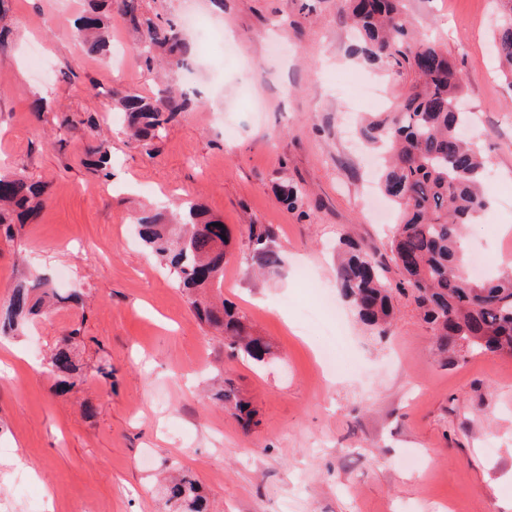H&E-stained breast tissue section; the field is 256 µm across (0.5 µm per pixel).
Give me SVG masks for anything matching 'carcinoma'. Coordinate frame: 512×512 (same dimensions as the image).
I'll use <instances>...</instances> for the list:
<instances>
[{
  "label": "carcinoma",
  "instance_id": "obj_1",
  "mask_svg": "<svg viewBox=\"0 0 512 512\" xmlns=\"http://www.w3.org/2000/svg\"><path fill=\"white\" fill-rule=\"evenodd\" d=\"M347 18L362 43L360 53L370 64L390 63L407 69L411 81L390 112H375L362 124V140L385 150L386 164L379 176L382 192L400 215L390 241V260L403 279L393 286L384 276L385 260L375 247L343 244L336 276L343 295L359 318L377 336L386 335L397 298L411 301L420 319L430 325L442 360L448 354L484 352L512 356V274L505 271L473 279L462 269V226L487 210L489 202L482 178L489 163L478 144L465 136L472 113L461 108L462 77L442 48L431 42H414L405 0H343ZM503 16L493 37L492 49L504 76L512 82V0H499ZM126 23L146 27L138 46L149 70L184 67L190 59V40L178 25L158 24L143 18L142 0H122ZM90 53L109 46L107 23L91 14L77 31ZM184 92L166 89L152 99L127 93L115 109L124 116L129 137L147 146L159 138L188 106ZM87 164L109 174L110 147L100 141L85 149ZM45 186L16 170L0 174V234L13 235L15 222L37 216ZM304 193L285 183L279 200L290 210L303 206ZM196 201L180 199L171 206L138 219L139 236L151 253L168 266L177 286L187 292L198 317L224 337L233 357L264 363L272 346L252 332L244 314L233 305L204 298L224 279L228 228ZM251 259L261 272L272 273L283 263L274 245L272 229L249 225ZM62 296L41 276L18 281L0 315V334L18 331L30 317L62 301ZM79 330L63 338L51 357V371L72 379L78 367L71 345ZM228 403L246 430L259 424L256 410L242 398L232 382L216 393ZM167 502L175 512H207V502L197 480L184 471L166 486Z\"/></svg>",
  "mask_w": 512,
  "mask_h": 512
}]
</instances>
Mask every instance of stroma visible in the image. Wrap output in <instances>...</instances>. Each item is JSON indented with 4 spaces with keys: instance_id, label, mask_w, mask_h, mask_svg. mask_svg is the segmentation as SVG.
<instances>
[{
    "instance_id": "stroma-1",
    "label": "stroma",
    "mask_w": 512,
    "mask_h": 512,
    "mask_svg": "<svg viewBox=\"0 0 512 512\" xmlns=\"http://www.w3.org/2000/svg\"><path fill=\"white\" fill-rule=\"evenodd\" d=\"M113 39L127 71L76 38L89 0H8L13 47L0 53V173L46 186L37 217L0 237V308L29 274L77 295L0 335V512H169L174 467L191 470L210 512H505L512 502V357L469 354L440 366L430 327L406 302L385 338L341 296L334 244L386 251L374 168L342 131L360 84L389 106L406 74L360 63L341 0H144L154 22L186 14L223 21L233 57L191 40L169 73L192 107L150 148L109 120L128 92L160 84L112 0ZM417 35L460 69L494 223L475 219L465 253L512 268V83L490 52L493 0H409ZM52 70L39 78L35 58ZM74 125L61 130L57 120ZM112 146L110 178L85 165L84 145ZM290 181L303 211L276 197ZM233 232L225 300L274 347L264 366L228 357L193 313L133 221L182 197ZM269 225L283 258L254 278L249 225ZM80 329L79 367L63 384L48 369L61 336ZM108 365L111 376L98 368ZM231 380L260 423L244 431L215 397Z\"/></svg>"
}]
</instances>
